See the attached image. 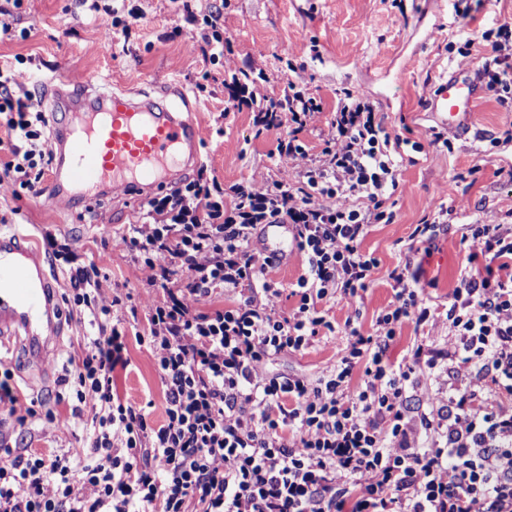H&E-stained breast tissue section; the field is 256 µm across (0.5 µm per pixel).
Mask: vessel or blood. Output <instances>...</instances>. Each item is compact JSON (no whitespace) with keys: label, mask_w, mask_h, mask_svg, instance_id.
Segmentation results:
<instances>
[{"label":"vessel or blood","mask_w":512,"mask_h":512,"mask_svg":"<svg viewBox=\"0 0 512 512\" xmlns=\"http://www.w3.org/2000/svg\"><path fill=\"white\" fill-rule=\"evenodd\" d=\"M481 79L476 71L436 86L428 106L442 127H466ZM60 82L75 92L54 101L67 131L52 138L50 201L79 198L90 205L116 191L137 203L177 183L198 160V107L181 86L169 88L180 100L172 107L144 90L97 91L90 75L70 73ZM60 324L56 291L40 256L27 237L1 230L0 343L21 337L23 361L36 367L55 347Z\"/></svg>","instance_id":"vessel-or-blood-1"}]
</instances>
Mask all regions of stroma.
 <instances>
[{"label":"stroma","instance_id":"35a3bbf8","mask_svg":"<svg viewBox=\"0 0 512 512\" xmlns=\"http://www.w3.org/2000/svg\"><path fill=\"white\" fill-rule=\"evenodd\" d=\"M126 31L116 32L112 51L103 54L100 39L110 28L116 2ZM471 6L473 21L463 22L457 4ZM224 9V38L230 49L218 62L205 58L198 21ZM195 16L189 24L187 16ZM512 25V0H0V59L13 64L15 93H29L41 109L44 79L78 71L100 77L102 89L121 85L159 94L169 81H180L199 106L200 164L224 185H263L295 176L306 161L277 162L278 132L256 135L248 112L224 111V77L239 70L263 73L262 94L279 97L288 83L319 96L323 110L301 133L310 155L319 154L335 134L330 118L342 89L363 94L391 135L412 142L403 155L399 187L387 205L393 223L370 227L362 248L378 261L372 282L358 300L336 299L329 315L337 328L357 319L363 335L375 334L376 317L395 300L388 273L409 265L425 286L433 306L447 304L464 261L461 237L478 224L512 225V143L494 145L495 137L512 126V112L502 107L495 91L480 84L479 99L468 126L448 135V147L432 145L437 124L427 103L436 84L454 74L482 68L492 57L483 32ZM28 37H21V30ZM472 47H465L466 39ZM444 205L448 223L432 245L412 247L410 235L431 208ZM23 225L52 274L64 312V330L57 349L44 358L41 385L30 386L16 345L0 350L15 383L35 402V418L26 425L5 418L10 445L60 449L86 444L88 427L49 422L48 405L60 415L66 405L57 394H69L60 379L81 337L93 334L89 323L69 302L67 266L47 241L80 240L82 264H95L108 276L104 297L131 293L144 297L150 271L128 250L113 242L126 225L136 223L138 208L123 199H107L90 208L48 204L25 189L0 192V216ZM346 346L344 336L315 343L299 353L275 358L273 371L318 375L333 364ZM127 371L116 387L122 398L148 405L152 424L164 417L162 385L149 347L130 343Z\"/></svg>","mask_w":512,"mask_h":512}]
</instances>
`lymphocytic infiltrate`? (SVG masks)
<instances>
[{
	"mask_svg": "<svg viewBox=\"0 0 512 512\" xmlns=\"http://www.w3.org/2000/svg\"><path fill=\"white\" fill-rule=\"evenodd\" d=\"M492 50L484 75L512 108V26L498 28ZM14 82L1 62L0 127L12 143L0 187L36 193L53 162L50 120L31 96H14ZM224 92L257 132L288 126L279 158L306 156L299 135L321 110L309 89L291 83L271 99L241 71ZM330 124L332 144L296 179L225 187L199 169L147 199L120 239L151 271L134 338L154 355L160 426L114 389L129 365V338L110 321L121 297L102 298L95 267L69 269L73 304L98 333L84 337L63 382L74 390L71 417L91 411L93 438L61 453L1 448L0 512H512L511 224L463 236L447 307L430 306L417 274L395 267V301L376 334L346 322L344 355L313 380L267 368L340 331L330 303L367 292L377 261L362 242L371 225L394 220L386 202L399 161L382 120L348 91ZM263 224L291 225L307 262L290 290L298 304L281 314L283 290L266 277L274 259L252 249ZM217 293L228 306L198 312ZM437 325L447 347L421 342L392 360L403 328ZM423 375L436 385L427 412L408 395Z\"/></svg>",
	"mask_w": 512,
	"mask_h": 512,
	"instance_id": "f902f5d3",
	"label": "lymphocytic infiltrate"
}]
</instances>
